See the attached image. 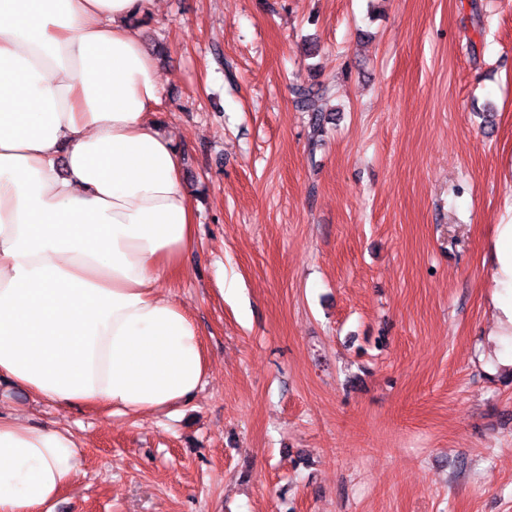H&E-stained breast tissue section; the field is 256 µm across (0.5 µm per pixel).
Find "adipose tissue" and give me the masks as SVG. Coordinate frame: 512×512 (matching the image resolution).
Wrapping results in <instances>:
<instances>
[{"mask_svg":"<svg viewBox=\"0 0 512 512\" xmlns=\"http://www.w3.org/2000/svg\"><path fill=\"white\" fill-rule=\"evenodd\" d=\"M155 0H0V382L138 418L203 387L200 333L159 284L196 245L139 22ZM494 287L512 335V223ZM70 430L0 418V512L52 503Z\"/></svg>","mask_w":512,"mask_h":512,"instance_id":"adipose-tissue-1","label":"adipose tissue"}]
</instances>
